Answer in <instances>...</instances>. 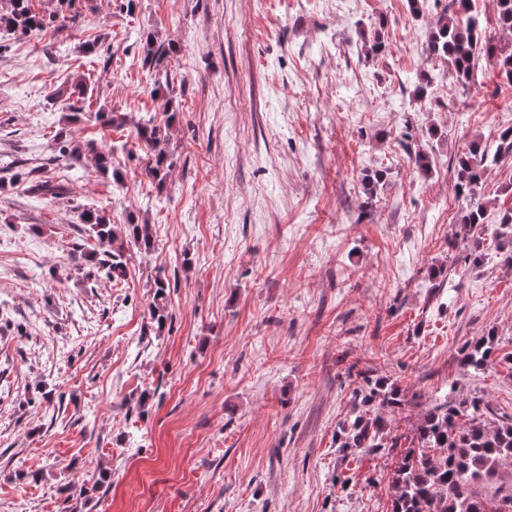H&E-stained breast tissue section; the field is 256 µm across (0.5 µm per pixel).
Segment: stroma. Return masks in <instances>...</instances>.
Segmentation results:
<instances>
[{
  "mask_svg": "<svg viewBox=\"0 0 512 512\" xmlns=\"http://www.w3.org/2000/svg\"><path fill=\"white\" fill-rule=\"evenodd\" d=\"M73 9L69 29L0 38V512H389L395 458L336 445L356 361L416 398L388 414L395 432L452 390L512 416V265L493 238L512 164L484 177L487 256L470 266L451 166L512 127L492 66L457 88L406 0ZM373 35L381 51L361 52ZM150 36L169 50V99L149 94ZM78 83L125 124L82 111ZM146 115L171 126L161 190L136 134ZM61 138L78 159L59 157ZM90 142L120 179L97 172ZM20 172L68 193L41 201ZM85 208L149 222L123 279L98 276L113 247ZM490 332L497 362L461 371L460 348ZM154 296L152 305V319L156 322L158 329H162L165 324L172 320L171 314H169L166 299L167 289L170 288L169 282L163 279H157L154 283Z\"/></svg>",
  "mask_w": 512,
  "mask_h": 512,
  "instance_id": "1",
  "label": "stroma"
}]
</instances>
